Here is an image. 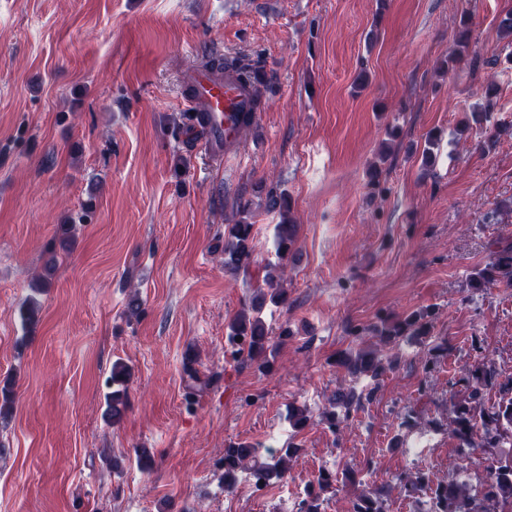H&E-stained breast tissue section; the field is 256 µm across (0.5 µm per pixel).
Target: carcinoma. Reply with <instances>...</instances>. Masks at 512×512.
<instances>
[{
    "mask_svg": "<svg viewBox=\"0 0 512 512\" xmlns=\"http://www.w3.org/2000/svg\"><path fill=\"white\" fill-rule=\"evenodd\" d=\"M471 42L472 30L469 21L463 17L455 35L458 56L469 52ZM228 62L236 65L244 76L255 71V67L240 59L229 61L224 57H213L207 64L222 69ZM482 97L485 106L481 116L486 120L495 105L496 84L486 83L482 87ZM257 192L265 194L268 212L280 217L279 223L273 225L275 260L268 261L264 266L263 286L253 290L248 304L228 323L226 352L235 359L268 371L271 362L267 352L272 348V337L262 320L261 310L268 301L283 307L288 305L284 282L287 280L288 259L295 254L297 224L285 191L261 182L257 185ZM253 228L254 224L248 220L226 225L225 271L238 274L247 270L253 254ZM75 232L76 227L72 223L60 225L45 249L48 256L45 273L35 276L30 284L33 290L39 292L50 287L52 272L60 258L70 252ZM497 282L512 285V245L496 251L484 267L476 269L469 277L470 287L476 291ZM19 314L23 326L28 330L33 329L38 322V302L33 298L26 299L19 308ZM433 320L434 312L425 310L412 312L395 323L384 322L375 328L379 347L341 352L336 356L335 364L353 378L366 376L376 381L398 363L397 357L386 355L384 350L392 351L403 342L424 344L430 339ZM129 378L130 372L124 363H113L112 392L107 398L104 412L105 420L112 424L120 422L127 410ZM458 384L461 390L452 397L448 416V430L458 446L491 452L497 448H511L512 376L502 377L494 363L485 358L469 369ZM494 388L500 395L499 401L488 405L483 400V392ZM361 399L362 396L355 394L353 389L340 386L333 395L332 404H339L348 410ZM13 402V383L5 380L0 383V419L11 413ZM319 417L320 422L334 433L347 426L348 418H340L332 408L319 412ZM312 418L307 406L288 404L285 419L293 430L306 428ZM297 452L298 448L291 444L273 451L247 441L229 443L224 448L222 463L224 491L229 492L236 487L240 474L249 476L258 487L283 481L288 475L289 463ZM398 480L400 491L409 497L426 491L422 512H512V460L498 462L476 486L456 479L434 481L427 472L419 469L401 473ZM339 484L356 489L350 512H386V491L362 488L363 481L352 470L340 473L321 471L316 481L305 488L300 512H322L325 494Z\"/></svg>",
    "mask_w": 512,
    "mask_h": 512,
    "instance_id": "1",
    "label": "carcinoma"
}]
</instances>
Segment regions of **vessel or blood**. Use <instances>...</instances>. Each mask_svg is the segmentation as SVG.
<instances>
[{"label": "vessel or blood", "mask_w": 512, "mask_h": 512, "mask_svg": "<svg viewBox=\"0 0 512 512\" xmlns=\"http://www.w3.org/2000/svg\"><path fill=\"white\" fill-rule=\"evenodd\" d=\"M183 87L185 105L203 115L211 156L228 154L244 129L258 118L251 84L233 70L220 74L206 66L190 69Z\"/></svg>", "instance_id": "vessel-or-blood-1"}]
</instances>
